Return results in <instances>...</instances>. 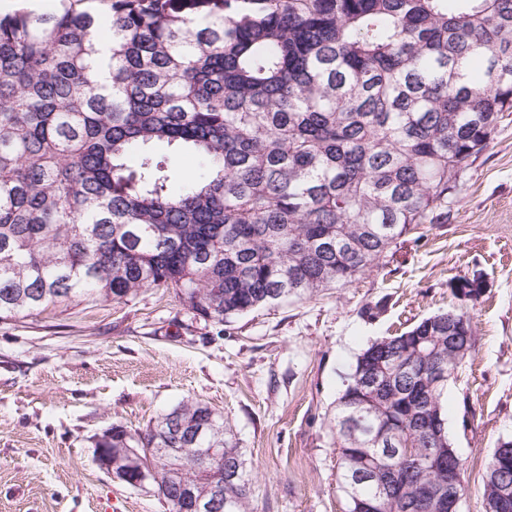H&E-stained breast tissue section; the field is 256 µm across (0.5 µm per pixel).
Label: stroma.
Instances as JSON below:
<instances>
[{"label": "stroma", "mask_w": 512, "mask_h": 512, "mask_svg": "<svg viewBox=\"0 0 512 512\" xmlns=\"http://www.w3.org/2000/svg\"><path fill=\"white\" fill-rule=\"evenodd\" d=\"M481 274L477 302L452 277ZM467 312L475 348L448 385V434L464 464L460 512H485L482 480L512 438V112L466 170L441 224H426L342 288L216 324L170 288L0 320V512H168L115 478L95 440L205 402L252 469L251 512H347L330 418L371 341Z\"/></svg>", "instance_id": "stroma-1"}]
</instances>
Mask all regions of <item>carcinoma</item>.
Returning <instances> with one entry per match:
<instances>
[{
    "label": "carcinoma",
    "mask_w": 512,
    "mask_h": 512,
    "mask_svg": "<svg viewBox=\"0 0 512 512\" xmlns=\"http://www.w3.org/2000/svg\"><path fill=\"white\" fill-rule=\"evenodd\" d=\"M78 0L0 16V318L76 298L173 288L230 323L372 271L448 214L470 162L512 110V0ZM189 151L183 179L155 147ZM474 302L480 276L454 277ZM439 313L369 343L336 400V478L348 512L399 451L382 512H448V383L474 346ZM193 448L224 449V512H249L243 448L193 402L98 448L155 453L173 416ZM512 485L498 442L482 496Z\"/></svg>",
    "instance_id": "carcinoma-1"
}]
</instances>
